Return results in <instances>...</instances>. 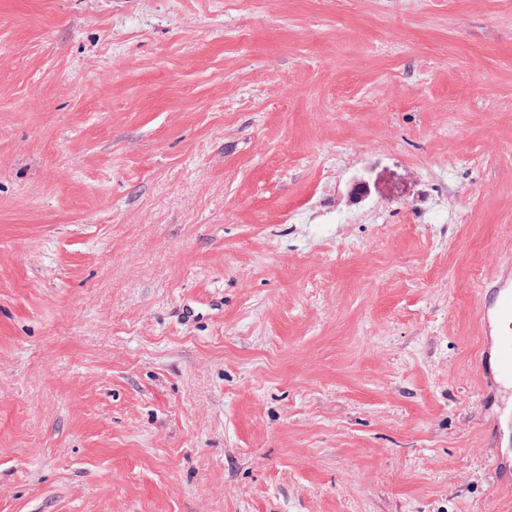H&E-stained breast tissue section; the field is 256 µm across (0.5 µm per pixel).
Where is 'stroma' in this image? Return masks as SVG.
I'll return each mask as SVG.
<instances>
[{
  "mask_svg": "<svg viewBox=\"0 0 512 512\" xmlns=\"http://www.w3.org/2000/svg\"><path fill=\"white\" fill-rule=\"evenodd\" d=\"M508 263L512 0H0V512H512ZM478 317L485 340L478 364L486 396L512 387V267L504 266L482 285ZM489 388V389H488Z\"/></svg>",
  "mask_w": 512,
  "mask_h": 512,
  "instance_id": "35a3bbf8",
  "label": "stroma"
}]
</instances>
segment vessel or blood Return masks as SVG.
<instances>
[{
	"label": "vessel or blood",
	"mask_w": 512,
	"mask_h": 512,
	"mask_svg": "<svg viewBox=\"0 0 512 512\" xmlns=\"http://www.w3.org/2000/svg\"><path fill=\"white\" fill-rule=\"evenodd\" d=\"M478 317L485 337L479 371L490 392L512 386V267L505 266L479 293Z\"/></svg>",
	"instance_id": "1"
}]
</instances>
